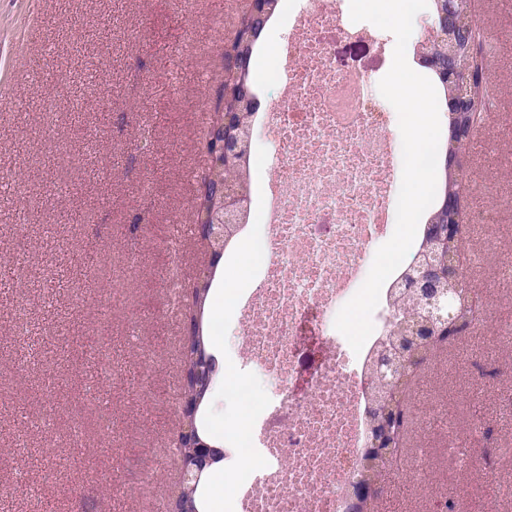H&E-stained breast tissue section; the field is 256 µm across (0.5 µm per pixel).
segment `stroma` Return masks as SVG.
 <instances>
[{
	"mask_svg": "<svg viewBox=\"0 0 512 512\" xmlns=\"http://www.w3.org/2000/svg\"><path fill=\"white\" fill-rule=\"evenodd\" d=\"M496 37L492 104L467 156L462 258L470 288L494 303L473 332L415 378L414 424L375 512H512V452L458 469L461 447L512 443V274L489 266L488 243L512 242V0H475ZM224 0H0V512H164L179 463L165 448L178 425L185 314L167 297L179 265L192 283L209 262L192 234L206 168L199 134L224 84ZM392 33L342 39L336 72H388ZM60 79L53 124L28 76ZM495 183L496 192L484 186ZM241 313L211 324L221 368L243 355ZM498 369L477 382L474 361ZM47 379L61 398L53 430L24 425L44 413ZM271 379L248 402L219 376L203 420L227 436L250 420Z\"/></svg>",
	"mask_w": 512,
	"mask_h": 512,
	"instance_id": "obj_1",
	"label": "stroma"
}]
</instances>
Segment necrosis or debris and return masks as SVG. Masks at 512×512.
<instances>
[{
	"mask_svg": "<svg viewBox=\"0 0 512 512\" xmlns=\"http://www.w3.org/2000/svg\"><path fill=\"white\" fill-rule=\"evenodd\" d=\"M345 0H295L292 33L279 49L278 97L267 114L276 162L253 179L249 208H261L260 283L241 305L243 357L235 393L250 396L259 370L281 380L252 418V441H229L225 475L239 474L238 512H347L349 488L367 446L369 367L387 332L401 282L384 283L378 320L353 352L328 316L350 300L364 274L366 246L389 217V189L400 166L365 74L348 119L334 99L344 75L328 64L330 43L360 34L342 24ZM320 361L301 374L307 347ZM258 464L239 472L243 455Z\"/></svg>",
	"mask_w": 512,
	"mask_h": 512,
	"instance_id": "4bbe7bcc",
	"label": "necrosis or debris"
}]
</instances>
